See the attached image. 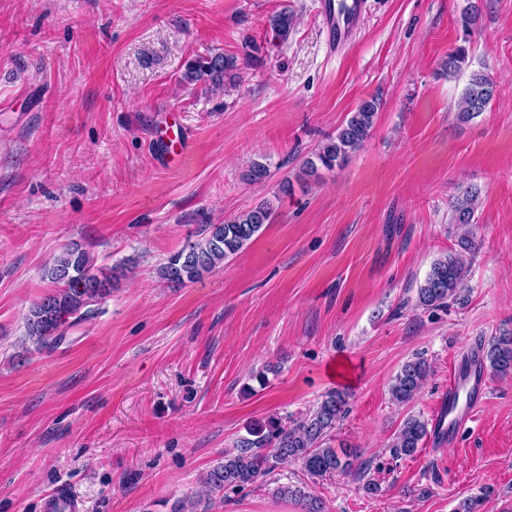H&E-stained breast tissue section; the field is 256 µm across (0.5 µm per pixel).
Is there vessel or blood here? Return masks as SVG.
<instances>
[{
	"instance_id": "b4317fda",
	"label": "vessel or blood",
	"mask_w": 512,
	"mask_h": 512,
	"mask_svg": "<svg viewBox=\"0 0 512 512\" xmlns=\"http://www.w3.org/2000/svg\"><path fill=\"white\" fill-rule=\"evenodd\" d=\"M318 11L330 52L340 53L351 45L363 19L368 0H317ZM485 397L483 378L476 366H458L448 376V391L431 422L432 429L447 436L473 422Z\"/></svg>"
}]
</instances>
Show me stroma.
Here are the masks:
<instances>
[{
  "mask_svg": "<svg viewBox=\"0 0 512 512\" xmlns=\"http://www.w3.org/2000/svg\"><path fill=\"white\" fill-rule=\"evenodd\" d=\"M317 0H0V512H300L261 489L220 501L201 480L248 427L346 391L337 442L366 478L313 484L327 512H512V376L452 444L393 458L404 419L431 420L448 370L512 331V0H372L357 38L329 58ZM287 41L267 25L282 9ZM468 40L497 86L461 118L469 76L441 65ZM257 51L246 57V43ZM236 57L240 82L184 81L198 55ZM375 127L339 168L303 163L365 98ZM187 128L192 153L161 159L152 133ZM267 164L261 183L252 162ZM290 191H283V183ZM480 192L463 302L417 308L432 262L457 246L449 203ZM272 220L236 256L172 288L157 269L261 202ZM78 243L96 266L136 267L53 350L24 317L45 272ZM423 357L416 399L388 392ZM273 365L265 386L250 376Z\"/></svg>",
  "mask_w": 512,
  "mask_h": 512,
  "instance_id": "1",
  "label": "stroma"
}]
</instances>
